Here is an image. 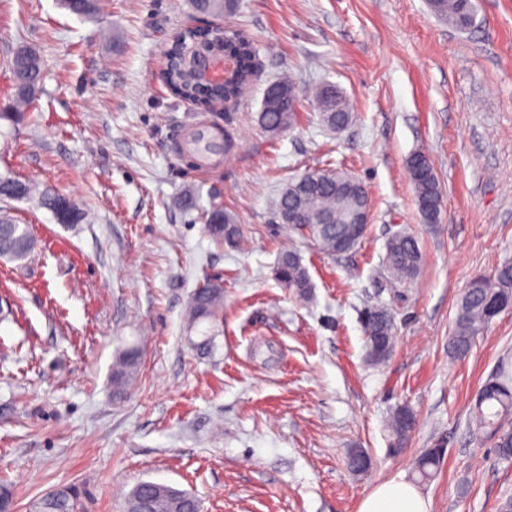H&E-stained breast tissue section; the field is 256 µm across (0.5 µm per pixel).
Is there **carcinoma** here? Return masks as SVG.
<instances>
[{"label": "carcinoma", "instance_id": "obj_1", "mask_svg": "<svg viewBox=\"0 0 512 512\" xmlns=\"http://www.w3.org/2000/svg\"><path fill=\"white\" fill-rule=\"evenodd\" d=\"M59 6L84 21H92L101 11V0H58ZM433 13L448 20L459 30L470 29L476 19L472 0H429ZM191 11L199 18L219 20L224 14L235 11L237 0H189ZM204 37V31L187 27L174 37L178 54L185 58ZM224 43L239 57V67L233 79L224 83V92L199 102L197 109L211 112L217 104L235 103L250 88L261 71L262 64L257 50L246 35L238 31L224 32ZM43 74V59L38 52L20 47L12 57L8 81L12 89V105L0 112V119L16 121L21 109L35 99ZM167 88L175 97L192 93L182 82L173 65L166 66ZM296 82L282 77L265 91L259 122L270 136L279 135L294 126L299 118ZM314 101L322 122L329 128H347L352 120L350 103L333 88L319 90ZM408 169L415 187L423 220L427 224L438 222L442 207V192L429 158L415 155L408 161ZM39 194L41 204L54 215L66 214L67 223L82 220L83 213L65 197L48 189L36 192L32 185L9 176L0 175V197L27 199ZM280 223L307 239L321 253L334 256L349 251L361 243L351 238L350 221L353 214H364L369 208V195L364 185L349 174L335 168H314L307 171L304 181L289 180L281 189L275 203ZM207 230L214 240L229 248L240 246L241 234L236 214L223 205L210 201L201 210ZM0 226L7 235L0 240V257L18 260L29 250H19L14 241L29 236L27 228L14 223L9 213L0 212ZM422 253L418 240L410 233L400 231L386 243V269L397 282L409 281L418 274ZM276 267L280 269L277 280L295 295L305 298L312 288L311 278L302 258L294 249L283 250ZM512 299V262L502 264L488 276L473 279L460 301L455 324L448 340V350L453 357L462 359L470 352L475 337L493 319L494 308ZM224 307V287L207 283L191 296L188 309L190 328L207 322L211 325L220 320ZM368 357L375 363H383L393 352V323L388 312L379 307L367 309L363 316ZM140 355L136 350L124 347L119 350L112 367V395L123 398L135 378ZM472 423L476 433L494 440L493 447L499 457L512 459V364L501 362L494 373L476 394L472 411ZM415 424L413 411L399 407L392 413L389 427L392 432L391 448L394 452L406 447L409 432ZM443 455L436 449H428L415 463L420 478L432 477ZM135 490L143 500L144 512H200L199 501L194 496L182 497L173 502L151 484L141 481ZM82 490L75 486H63L37 500L32 512H80Z\"/></svg>", "mask_w": 512, "mask_h": 512}]
</instances>
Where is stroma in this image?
<instances>
[{
  "instance_id": "obj_1",
  "label": "stroma",
  "mask_w": 512,
  "mask_h": 512,
  "mask_svg": "<svg viewBox=\"0 0 512 512\" xmlns=\"http://www.w3.org/2000/svg\"><path fill=\"white\" fill-rule=\"evenodd\" d=\"M461 32L428 0H239L226 26L245 31L262 69L240 104L208 115L233 150L212 172H187L177 136L199 120L160 80L173 34L192 23L186 0H103L96 21L56 0H0V104L19 45L44 61L32 116L0 120V175L70 199L85 214L62 224L38 198H0L36 245L0 258V479L14 512L46 492L84 487V512H123L142 481L186 490L201 512H359L396 474L417 482L430 512H496L512 495V460L477 441L470 410L504 359L512 309L466 358L448 351L469 282L512 262V0H473ZM293 74L300 120L277 138L258 122L266 87ZM336 86L354 119L322 125L313 104ZM425 153L442 191L425 223L407 161ZM330 166L369 193L363 242L334 257L280 224L289 179ZM197 195L182 209L176 198ZM217 200L243 244L216 245L200 210ZM413 234L417 277L391 283L385 244ZM295 248L313 288L300 298L274 277ZM224 287V312L189 330L191 294ZM384 307L388 361L372 363L360 320ZM214 347H193L203 334ZM142 350L123 400L112 397L119 348ZM406 406L415 427L391 455L388 420ZM447 452L418 482L414 462ZM363 449L366 472L349 457Z\"/></svg>"
}]
</instances>
